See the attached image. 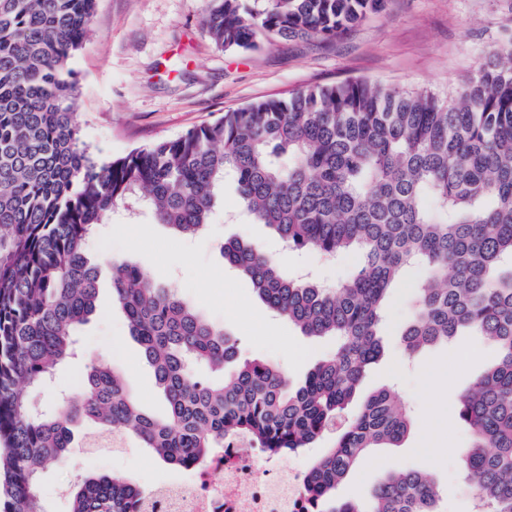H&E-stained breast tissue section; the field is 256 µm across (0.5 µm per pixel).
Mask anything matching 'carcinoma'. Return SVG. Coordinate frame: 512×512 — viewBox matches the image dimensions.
<instances>
[{
  "mask_svg": "<svg viewBox=\"0 0 512 512\" xmlns=\"http://www.w3.org/2000/svg\"><path fill=\"white\" fill-rule=\"evenodd\" d=\"M96 0H0V512H48L38 489L74 428L91 421L162 463H204L224 439L247 436L284 458L327 436L304 475L314 512H440L425 473L392 472L364 504L336 498L370 448L394 446L411 416L383 389L353 412L382 354L386 302L403 270L426 271L402 332L404 351L467 329L498 344L497 364L460 399L472 442L463 456L478 512H512V35L498 40L465 87L441 94L345 80L224 113L175 139L110 163L82 145L72 60ZM385 0H204L202 25L226 51L264 38L333 40ZM230 180L241 214L288 248L326 258L354 252L333 288L294 279L249 240L224 242V261L276 315L335 353L290 386L275 364L242 357L237 339L127 262L112 263V299L153 367L166 417L142 410L124 376L87 366L81 392L48 415L29 390L74 352L96 310L103 268L85 246L120 207L149 208L192 238L211 223ZM139 490L87 475L70 512H139Z\"/></svg>",
  "mask_w": 512,
  "mask_h": 512,
  "instance_id": "1",
  "label": "carcinoma"
}]
</instances>
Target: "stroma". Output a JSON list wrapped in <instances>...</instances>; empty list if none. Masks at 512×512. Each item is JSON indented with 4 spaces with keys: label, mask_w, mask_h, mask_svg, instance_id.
Returning a JSON list of instances; mask_svg holds the SVG:
<instances>
[{
    "label": "stroma",
    "mask_w": 512,
    "mask_h": 512,
    "mask_svg": "<svg viewBox=\"0 0 512 512\" xmlns=\"http://www.w3.org/2000/svg\"><path fill=\"white\" fill-rule=\"evenodd\" d=\"M202 10V0H97L92 32L73 62L81 140L96 161H112L224 112L285 98L309 85L369 79L398 88L454 90L494 41L512 33V0H386L382 12L331 41L264 40L255 50L230 52L203 29ZM238 200L235 186L225 183L212 223L193 238L177 236L150 213L131 218L117 212L91 237L87 254L101 262L137 265L154 283L174 289L201 316L223 326L244 357L273 362L293 382H301L334 353L335 342L302 336L269 310L252 284L225 265L221 247L232 237L249 239L271 256L287 255L286 273L311 272L329 286L351 276L357 256L328 261L313 252H285L266 225L235 222ZM424 277L418 266L402 273L387 303L383 356L358 390L363 400L394 388L413 426L398 446L370 449L339 485L337 496L362 503L387 473L421 470L440 486L441 512H473L475 492L463 478L461 454L471 433L459 418L457 399L494 364L498 350L491 340L465 332L448 345L407 357L400 331L413 315V293ZM76 339L78 356L55 369L48 387L32 392L43 410L58 411L60 396L77 392L89 360L99 359L126 376L147 412L164 414L152 370L112 301L110 275H103L97 309ZM432 366L449 371L450 397L425 387L423 373ZM437 417L444 431L438 452L430 456L417 446ZM96 434L93 426L81 427L63 463L42 475L40 489L51 512H69L71 490L87 474H115L143 490L169 475L168 466L134 444L125 454L94 456L90 442Z\"/></svg>",
    "instance_id": "obj_1"
}]
</instances>
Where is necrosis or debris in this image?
Wrapping results in <instances>:
<instances>
[{"mask_svg":"<svg viewBox=\"0 0 512 512\" xmlns=\"http://www.w3.org/2000/svg\"><path fill=\"white\" fill-rule=\"evenodd\" d=\"M187 479L153 486L146 512H307L303 472L239 439L225 440Z\"/></svg>","mask_w":512,"mask_h":512,"instance_id":"4bbe7bcc","label":"necrosis or debris"}]
</instances>
